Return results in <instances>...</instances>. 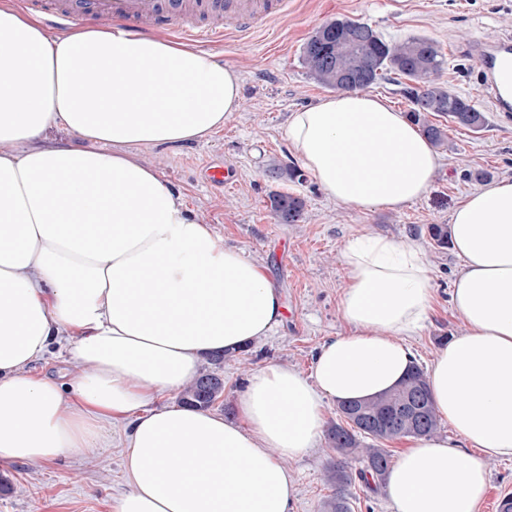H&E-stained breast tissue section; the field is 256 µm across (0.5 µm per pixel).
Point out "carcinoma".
Wrapping results in <instances>:
<instances>
[{
  "label": "carcinoma",
  "mask_w": 512,
  "mask_h": 512,
  "mask_svg": "<svg viewBox=\"0 0 512 512\" xmlns=\"http://www.w3.org/2000/svg\"><path fill=\"white\" fill-rule=\"evenodd\" d=\"M324 27V37L311 35L303 47V63L316 83L342 90L369 87L388 74L408 79L411 85L406 87V94L413 105L410 117L436 147L446 145L448 136L444 128L429 120L431 115H446L453 122L472 130L484 127L485 115L473 101L448 90V86L441 82L445 61L434 42L425 38L391 41L368 24L350 18L332 19ZM303 207V201L290 194L279 193L271 197V209L283 224L297 223ZM417 380L426 384L425 372L415 365L390 392L360 402L365 419L390 412L394 398L405 395ZM200 382L199 378L194 380L183 391L181 403L208 408L224 395L222 387L211 394H202ZM420 401L424 409L423 420L409 415L389 423L383 432H370L362 423L338 422L332 425L329 440L340 460L326 472V481L334 490L323 503L324 512H339L338 504L349 500L347 488L355 475L368 486L380 485L388 470L389 455L376 442L425 436L437 430V414L428 389L422 390ZM349 459L362 463L355 474L348 470Z\"/></svg>",
  "instance_id": "obj_1"
}]
</instances>
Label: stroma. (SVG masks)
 Returning <instances> with one entry per match:
<instances>
[{"mask_svg":"<svg viewBox=\"0 0 512 512\" xmlns=\"http://www.w3.org/2000/svg\"><path fill=\"white\" fill-rule=\"evenodd\" d=\"M338 16L364 22L389 40L436 42L445 60L442 82L469 97L486 116L476 132L436 117L448 142L437 150L434 185L427 196L398 211L346 209L329 201L312 176L298 183L267 175L271 167L297 163L284 138L290 113L330 93L309 78L302 56L313 30ZM503 36L512 37V0H291L287 16L204 44V51L240 73L242 109L208 139L156 150L150 160L184 194L188 207L223 236L225 246L244 250L263 266L284 303L282 321L270 336L225 359L224 395L213 412L235 408L240 382L258 365L273 362L310 374L317 348L345 329L337 310L345 282L340 250L358 232L410 237L423 246L438 302L410 340L421 368H428L435 350L461 332L449 292L462 261L452 249L438 248L428 228L448 223L454 208L477 189L470 171H485L494 181L512 177V112L497 110L470 52L475 42ZM211 166L232 172V183H210L206 171ZM275 193L303 200L301 222H279L270 207ZM123 439L124 429L116 424L105 447L94 454L0 467V476L12 486L10 493L0 494V512H112L113 498L127 488ZM335 461L325 438L308 457L289 463L298 484L292 512H323L332 492L325 474Z\"/></svg>","mask_w":512,"mask_h":512,"instance_id":"stroma-1","label":"stroma"}]
</instances>
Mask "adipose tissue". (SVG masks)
<instances>
[{
  "instance_id": "obj_1",
  "label": "adipose tissue",
  "mask_w": 512,
  "mask_h": 512,
  "mask_svg": "<svg viewBox=\"0 0 512 512\" xmlns=\"http://www.w3.org/2000/svg\"><path fill=\"white\" fill-rule=\"evenodd\" d=\"M241 107L239 74L215 54L118 23L51 36L37 13L0 0V465L91 454L120 423L128 488L113 512H291L288 464L317 448L327 404L405 378L408 339L436 299L423 247L356 234L340 251L348 330L319 346L310 375L251 370L237 422L156 406L204 356L282 318L261 266L139 156L207 139ZM54 129L81 145H49ZM285 138L328 199L359 211L425 197L439 167L404 113L360 90L291 113ZM448 235L463 329L426 379L453 433L415 437L399 455L382 486L393 512H478L485 459L512 460V179L469 194ZM150 269L158 277L142 281ZM54 345L83 372L32 374Z\"/></svg>"
}]
</instances>
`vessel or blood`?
Listing matches in <instances>:
<instances>
[{"label":"vessel or blood","mask_w":512,"mask_h":512,"mask_svg":"<svg viewBox=\"0 0 512 512\" xmlns=\"http://www.w3.org/2000/svg\"><path fill=\"white\" fill-rule=\"evenodd\" d=\"M51 25L67 26L93 14L104 21H123L139 31H166L179 27L192 41L211 42L227 30L246 32L286 16L289 0H31ZM488 76L487 89L512 83V40L496 38L471 48Z\"/></svg>","instance_id":"obj_1"}]
</instances>
